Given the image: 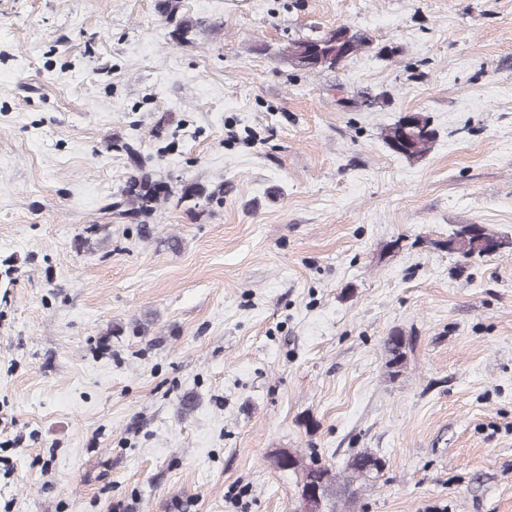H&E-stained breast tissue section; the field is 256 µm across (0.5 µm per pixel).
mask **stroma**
Returning a JSON list of instances; mask_svg holds the SVG:
<instances>
[{
    "mask_svg": "<svg viewBox=\"0 0 512 512\" xmlns=\"http://www.w3.org/2000/svg\"><path fill=\"white\" fill-rule=\"evenodd\" d=\"M463 224L512 238V0H0V512H292L282 449L382 459L336 512H512V249ZM343 30L348 33L349 39L353 41L355 45V52L348 56L336 53L337 41ZM369 44V41L365 37L358 35L356 32L351 34L347 27L341 26L336 30L329 31L323 35L308 36L302 39L288 41V43L284 45L282 53L288 58V60L299 66V57L303 55L308 47H319L323 54V62L317 67L309 70L310 72H318L324 69L336 68L357 52H361L366 47H369ZM421 120L423 127L416 135V148L409 153L399 154L407 158H420L425 156L432 148V145L436 138V131L430 125V117L424 115L421 112ZM161 190L158 183L148 177L131 176L123 192L128 206L125 212L132 215L150 214L160 200ZM480 225L465 224L456 229L448 237V250L465 258L475 255L481 257L482 255H488L494 252L483 249L481 239L486 241L493 239L500 241L509 240L496 235L484 225ZM386 366L391 376H397L403 369L407 357V340L400 332L394 331L383 343Z\"/></svg>",
    "mask_w": 512,
    "mask_h": 512,
    "instance_id": "35a3bbf8",
    "label": "stroma"
}]
</instances>
